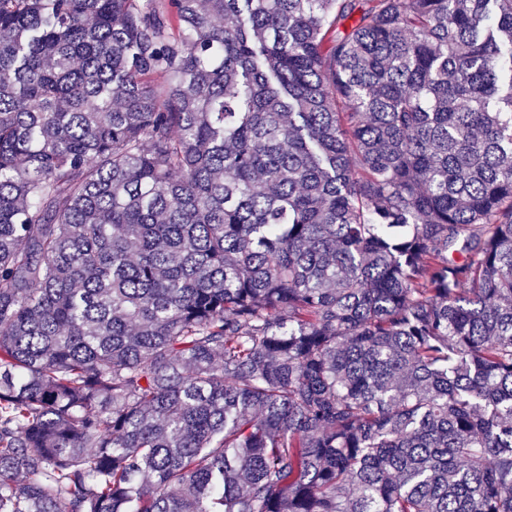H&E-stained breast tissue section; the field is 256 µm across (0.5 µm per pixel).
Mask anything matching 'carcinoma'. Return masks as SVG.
Instances as JSON below:
<instances>
[{"label":"carcinoma","mask_w":512,"mask_h":512,"mask_svg":"<svg viewBox=\"0 0 512 512\" xmlns=\"http://www.w3.org/2000/svg\"><path fill=\"white\" fill-rule=\"evenodd\" d=\"M0 512H512V0H0Z\"/></svg>","instance_id":"1"}]
</instances>
